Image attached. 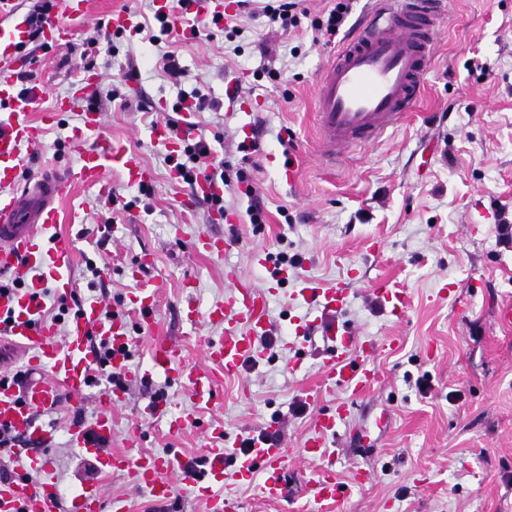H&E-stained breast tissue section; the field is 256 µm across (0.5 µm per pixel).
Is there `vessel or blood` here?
I'll return each instance as SVG.
<instances>
[{
  "instance_id": "vessel-or-blood-1",
  "label": "vessel or blood",
  "mask_w": 512,
  "mask_h": 512,
  "mask_svg": "<svg viewBox=\"0 0 512 512\" xmlns=\"http://www.w3.org/2000/svg\"><path fill=\"white\" fill-rule=\"evenodd\" d=\"M373 3L369 18L356 26L319 77L315 112L319 155L330 163L353 146L377 141L414 109L440 27L448 15V0ZM88 4L89 0H65L70 25L47 17L42 24L43 40L53 45L70 41L73 26L87 17ZM29 40V24L18 15L15 0H0V272L12 280L11 285L0 286V319L9 318L8 334L31 373L21 385L0 379V427L11 431L17 441L15 452L24 457L26 467L24 473L0 480V512H58L60 495L46 453L54 435L40 422L39 414L64 398L74 404L84 401L95 363L92 337L111 343L110 368L126 380L146 382L163 374L175 380L194 405L208 406L214 403L224 378L236 375L244 363L260 358L256 339L265 330L268 305L264 291L237 270H228L232 290L224 304L203 312L189 300L181 309L189 325L217 323L224 327L223 335L217 338L198 334L195 344L203 362L185 364L178 357L177 342L155 331L154 291L137 289L131 302L143 319L141 333L149 340V366L145 369L132 364L135 338L126 314H113L111 322L104 324L98 303L89 302L71 316L62 332L43 318L37 295L44 284H51L56 296L64 299L76 288L70 275L75 258L71 242L62 237L52 242L46 239L47 232L60 222L61 203L80 186L96 188L98 198L108 197L109 175L115 169L138 184L149 182L150 174L138 153L117 146L104 134L102 113L90 109L74 131L75 139L84 144L78 163L37 177H23L21 150L42 149L45 127L55 114L41 112L39 86L21 88L13 77L14 72L30 68L25 52ZM43 267L49 270L46 282L33 277L34 270ZM350 290V282L344 279L337 280L332 288L310 289L312 297L321 302L327 336L337 342L320 371L321 386L312 391V398H320L325 388L343 389L356 398L377 378L371 364L377 344H356L352 332L336 322ZM374 292L397 315L410 303L407 292L387 279L378 282ZM126 399L125 387L104 388L102 410L91 422L74 424L68 432L71 446L93 457L99 470L128 472L148 489L154 504L163 505L177 491L194 492L201 478L223 482L224 469L232 463L238 476L246 480L254 473H263L260 490L266 500L283 498L292 449L280 443H258L249 454L232 457L224 446L223 423H201L189 413L176 418L171 426L196 427L203 434L207 441L204 476L191 473L187 461L176 451L135 457L113 453L108 448L112 412ZM346 413V404L340 403L316 419L314 434L304 444L306 455L320 454L327 435ZM368 478L361 469L349 481H341L334 461L322 462L309 484L310 498L320 512H334L347 490L364 485ZM68 512H127V507L123 499L106 498L99 481L85 480L72 496Z\"/></svg>"
}]
</instances>
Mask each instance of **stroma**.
Instances as JSON below:
<instances>
[{"label": "stroma", "mask_w": 512, "mask_h": 512, "mask_svg": "<svg viewBox=\"0 0 512 512\" xmlns=\"http://www.w3.org/2000/svg\"><path fill=\"white\" fill-rule=\"evenodd\" d=\"M115 9L152 16L153 0H90L88 20L70 43L33 51L32 74L44 91L43 109L68 95L80 72L101 78L98 110L104 132L135 150L152 174L149 187L111 174L117 204L98 201L80 186L61 205L62 215L84 214L80 224L63 222L55 233L70 240L75 260L70 275L77 293L113 310L127 311L137 288L154 289L160 330L180 344L183 362L197 363L193 329L181 316L185 282L200 308L223 303L231 291L225 267H235L269 298L267 328L277 336L273 350L224 380L215 404L201 421H220L230 439L259 427L279 432L288 447L301 449L315 417L336 402L349 401L347 416L326 438L341 480L366 470L369 480L346 498L342 512H512V328L496 321V309L512 300V244L499 239L500 224L512 225V0H451L424 79L421 100L403 122L374 144L346 152L336 164L314 154L313 107L317 80L363 15L369 0H353L339 35L313 42L311 31L290 33L265 16H238L234 40L198 37L171 44L187 75L173 86L157 63L158 51L145 35L125 33L104 40ZM137 69L138 80L126 77ZM284 73L272 81L268 70ZM242 81L241 98L219 112L197 117L199 132L233 167L261 170L253 186L266 204V221L251 224L247 201L233 195L225 204L236 223L218 220L206 201L183 214L188 187L173 180L166 139L155 125L173 116L178 89H199L223 100L228 76ZM86 104L77 101L50 126L41 152H23L26 176L49 166L74 165L82 148L72 137ZM253 143L242 155L240 142ZM292 160L294 180L280 174ZM202 234L231 239L223 256L198 255ZM299 256L287 277L274 275L258 252ZM147 267L130 279L138 257ZM102 268L93 281L89 264ZM350 274L352 290L337 314L356 341L381 348L374 366L377 383L349 399L341 390L310 402L309 392L330 356L317 303L300 294L303 278L328 286ZM389 279L407 290L410 306L400 317L372 292ZM307 325L296 337V322ZM425 387H418V378ZM102 383L86 393L83 408L70 403L40 415L52 425L48 450L51 476L62 500L81 480L100 481L106 498L125 500L129 512H159L148 492L122 471L100 473L68 431L76 412L92 420L100 408ZM161 393L172 414L183 410L180 386L162 376L127 385V402L112 415L111 449L138 454L171 448L205 466L203 438L196 430L171 431L166 420L139 411ZM317 459L289 461L281 501L261 497L259 481H243L227 469L223 494L237 499L239 512H311L307 492Z\"/></svg>", "instance_id": "1"}]
</instances>
